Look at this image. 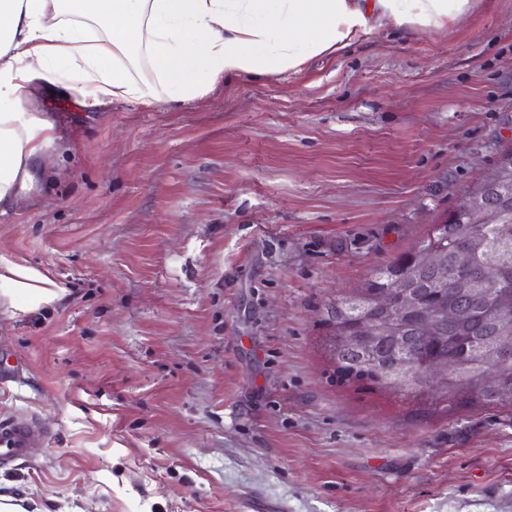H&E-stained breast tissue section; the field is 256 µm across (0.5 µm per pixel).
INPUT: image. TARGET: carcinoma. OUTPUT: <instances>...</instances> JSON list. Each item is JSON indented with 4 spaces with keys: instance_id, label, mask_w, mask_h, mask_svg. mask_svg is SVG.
Masks as SVG:
<instances>
[{
    "instance_id": "cac0c4a2",
    "label": "carcinoma",
    "mask_w": 512,
    "mask_h": 512,
    "mask_svg": "<svg viewBox=\"0 0 512 512\" xmlns=\"http://www.w3.org/2000/svg\"><path fill=\"white\" fill-rule=\"evenodd\" d=\"M499 181L491 189L478 183L465 192L479 197L492 220L469 224L459 209L433 224L416 246L393 263L376 270L357 291L325 306L336 377L342 382H362L372 387L401 391L409 396L432 395L446 408L512 406V360L498 352L503 297L512 296V148L497 159ZM435 252L440 266L420 267L417 256ZM494 257L500 264V280L509 289L490 287L477 303L466 307L461 320L437 318V312L455 301L454 275L474 274ZM404 283L416 293L420 308L407 316L380 312L376 297L396 292ZM363 319L377 322V339L365 343L355 338ZM449 359L454 365L448 380L432 387L424 365ZM495 374L500 387L488 385Z\"/></svg>"
}]
</instances>
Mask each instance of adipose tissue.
Instances as JSON below:
<instances>
[{"instance_id": "obj_1", "label": "adipose tissue", "mask_w": 512, "mask_h": 512, "mask_svg": "<svg viewBox=\"0 0 512 512\" xmlns=\"http://www.w3.org/2000/svg\"><path fill=\"white\" fill-rule=\"evenodd\" d=\"M478 0H0V214L33 197L59 139L46 101L188 102L243 75L303 72L394 29L444 34ZM65 291L0 255V297Z\"/></svg>"}]
</instances>
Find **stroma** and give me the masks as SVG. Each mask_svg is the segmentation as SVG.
I'll list each match as a JSON object with an SVG mask.
<instances>
[{
  "label": "stroma",
  "mask_w": 512,
  "mask_h": 512,
  "mask_svg": "<svg viewBox=\"0 0 512 512\" xmlns=\"http://www.w3.org/2000/svg\"><path fill=\"white\" fill-rule=\"evenodd\" d=\"M64 140L0 253V466L26 512H512V408L338 383L325 306L410 250L512 144V0L205 98L55 99ZM65 289L47 271L8 260L0 253V297L11 301L16 297H24L27 309H34L41 304L53 302ZM43 442L44 433L34 423L0 420V465L30 456L33 448H41Z\"/></svg>",
  "instance_id": "1"
}]
</instances>
